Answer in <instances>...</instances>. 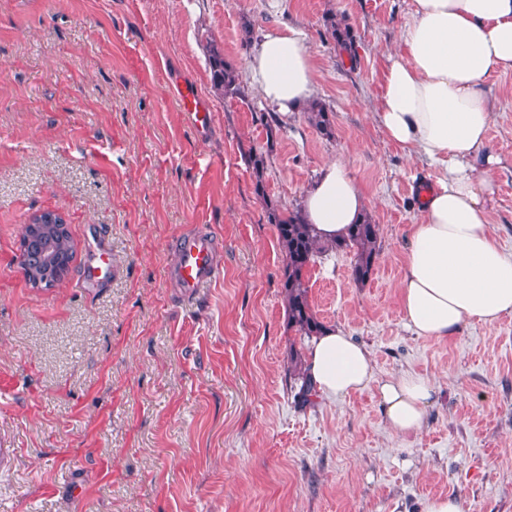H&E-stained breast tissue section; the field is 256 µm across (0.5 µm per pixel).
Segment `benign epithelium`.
Here are the masks:
<instances>
[{
    "label": "benign epithelium",
    "mask_w": 512,
    "mask_h": 512,
    "mask_svg": "<svg viewBox=\"0 0 512 512\" xmlns=\"http://www.w3.org/2000/svg\"><path fill=\"white\" fill-rule=\"evenodd\" d=\"M68 230L65 218L51 210L40 211L32 215L27 224L23 227L21 253L19 264L25 278L34 288H44L48 277L43 275V268L54 270V277L64 279L69 275L74 256L69 254L66 257L56 256L48 252L39 253V264L32 266L28 262V252L34 247H39L56 232Z\"/></svg>",
    "instance_id": "7a95c632"
}]
</instances>
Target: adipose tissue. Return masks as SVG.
<instances>
[{"instance_id": "adipose-tissue-1", "label": "adipose tissue", "mask_w": 512, "mask_h": 512, "mask_svg": "<svg viewBox=\"0 0 512 512\" xmlns=\"http://www.w3.org/2000/svg\"><path fill=\"white\" fill-rule=\"evenodd\" d=\"M397 47L388 52L375 120L433 182L412 224L398 301L406 324L445 340L466 324L512 316V255L498 245L488 215L501 159L490 147L493 104L487 79L512 70V0H412ZM260 96L288 116L311 102L317 57L306 33L265 30L248 61ZM301 212L323 241H334L366 212L349 165L327 162L303 191ZM318 395L344 398L377 385L395 433H421L435 394L424 374L377 381L369 350L338 327L323 329L308 356Z\"/></svg>"}]
</instances>
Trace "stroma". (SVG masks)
<instances>
[{
  "label": "stroma",
  "mask_w": 512,
  "mask_h": 512,
  "mask_svg": "<svg viewBox=\"0 0 512 512\" xmlns=\"http://www.w3.org/2000/svg\"><path fill=\"white\" fill-rule=\"evenodd\" d=\"M410 0H0V512H512V316L448 340L406 328L397 293L416 194L430 171L374 120L385 56ZM295 22L319 58L315 98L278 117L264 184L282 210L322 166H350L380 226L362 285L352 253L307 276L324 326L371 351L377 379L404 371L437 387L415 437L386 425L376 388L296 403L286 259L249 162L267 150L254 90L212 87L207 48L245 70L263 30ZM351 45L339 53L332 31ZM192 84L211 108L200 137L177 102ZM489 145L501 159L490 224L512 254V72L493 73ZM66 220L68 278L31 287L24 224ZM218 241L223 274L192 299L167 279L173 241ZM112 273L84 284L99 243ZM308 122L326 137L333 136L332 121L325 105L319 101H313L307 111Z\"/></svg>",
  "instance_id": "35a3bbf8"
}]
</instances>
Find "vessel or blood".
Listing matches in <instances>:
<instances>
[{
  "mask_svg": "<svg viewBox=\"0 0 512 512\" xmlns=\"http://www.w3.org/2000/svg\"><path fill=\"white\" fill-rule=\"evenodd\" d=\"M180 105L198 130H206L210 122V109L196 93L184 89L180 92ZM178 259L170 268L168 277L185 298L194 297L200 288L216 282L222 273L218 245L211 233L189 230L176 241Z\"/></svg>",
  "mask_w": 512,
  "mask_h": 512,
  "instance_id": "obj_1",
  "label": "vessel or blood"
}]
</instances>
